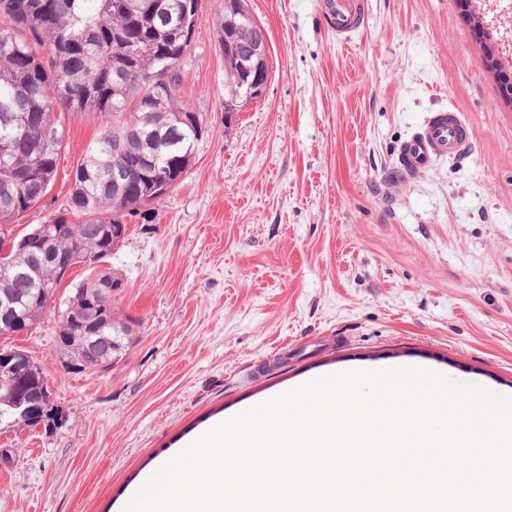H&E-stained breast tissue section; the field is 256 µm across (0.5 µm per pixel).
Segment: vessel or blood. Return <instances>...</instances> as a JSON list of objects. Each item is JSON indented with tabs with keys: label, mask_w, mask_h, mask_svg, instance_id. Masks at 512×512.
Instances as JSON below:
<instances>
[{
	"label": "vessel or blood",
	"mask_w": 512,
	"mask_h": 512,
	"mask_svg": "<svg viewBox=\"0 0 512 512\" xmlns=\"http://www.w3.org/2000/svg\"><path fill=\"white\" fill-rule=\"evenodd\" d=\"M323 7L337 36L347 39L357 31L363 9L361 0H324ZM470 141V128L459 111L432 113L419 131L401 145L400 166L392 184L428 171L439 159L463 154Z\"/></svg>",
	"instance_id": "obj_1"
}]
</instances>
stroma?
<instances>
[{"instance_id": "stroma-1", "label": "stroma", "mask_w": 512, "mask_h": 512, "mask_svg": "<svg viewBox=\"0 0 512 512\" xmlns=\"http://www.w3.org/2000/svg\"><path fill=\"white\" fill-rule=\"evenodd\" d=\"M322 0H246L267 34L265 96L224 109L213 25L200 0L180 97L206 131L183 180L126 218L106 265L136 319L121 360L68 374L59 316L76 266L37 324L0 347L41 367L66 418L48 434L0 428V512H119L141 476L192 437L319 376L402 365L512 397V0H364L350 43ZM457 108L469 152L391 192L398 147ZM57 175L12 226L64 206L101 136L98 114L63 115Z\"/></svg>"}]
</instances>
